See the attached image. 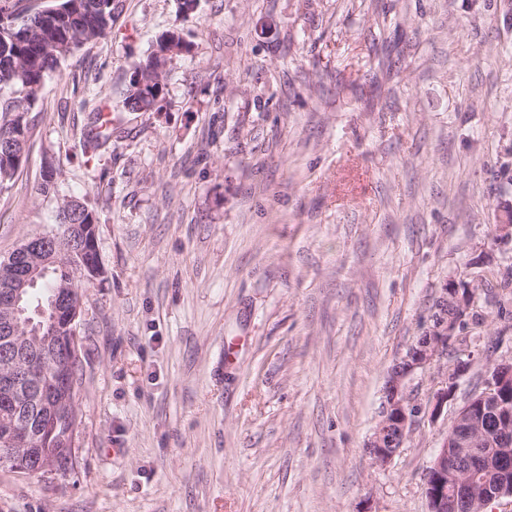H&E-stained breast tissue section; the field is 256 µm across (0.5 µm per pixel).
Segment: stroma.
<instances>
[{"label": "stroma", "instance_id": "obj_1", "mask_svg": "<svg viewBox=\"0 0 512 512\" xmlns=\"http://www.w3.org/2000/svg\"><path fill=\"white\" fill-rule=\"evenodd\" d=\"M169 31L190 49L161 111L129 110ZM28 119L0 255L78 199L103 280L83 293L78 464L0 467V512H429L459 408L512 358V286L410 377L424 412L393 459L366 443L445 285L512 282L493 232L512 212V0H118ZM466 368V364H461L452 373H448L446 388L436 394L435 402L430 412L431 416L435 417L440 414L443 406L453 399L458 386V378L465 372Z\"/></svg>", "mask_w": 512, "mask_h": 512}]
</instances>
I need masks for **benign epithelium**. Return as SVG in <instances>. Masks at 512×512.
Instances as JSON below:
<instances>
[{"label":"benign epithelium","instance_id":"1","mask_svg":"<svg viewBox=\"0 0 512 512\" xmlns=\"http://www.w3.org/2000/svg\"><path fill=\"white\" fill-rule=\"evenodd\" d=\"M73 256V249L65 246V236L60 232L35 236L25 242L21 251L13 257L10 288L0 297V320L5 325L16 327L19 317L25 313L21 308L22 291L35 285L47 268ZM75 289L63 287L51 298L47 308L39 306L36 315L45 320L46 326L59 323L72 325L79 318L82 304L74 301ZM474 289L466 294L451 283L442 289L440 300L453 296L460 314L449 318L445 315L432 318V323L418 337L420 349L409 353L404 364L398 368L389 383V398L385 401L379 423L367 443L375 463L384 465L392 460L404 445L413 424L422 412L406 391V381L418 370L424 369L439 359L448 344L456 339L457 331L464 316L474 303ZM461 364L450 374L446 388L436 394L430 415L441 413L443 406L453 399L458 378L465 372ZM29 372L47 375L43 386V397L53 401L56 396L57 377L44 364L33 363ZM512 384V363L504 361L493 366L484 379L480 391L474 393L459 409L455 427L448 432L438 455L426 474V495L430 512H473L475 506V479L481 474L484 459L474 448L476 429L487 412L498 420L495 437L498 447L508 451L512 447V401L502 394L501 389ZM29 430L12 426L4 430L0 442V459L12 464V470L28 477L46 474H60L62 469L47 460L38 448H24ZM486 504L505 497L512 498V480L482 487Z\"/></svg>","mask_w":512,"mask_h":512}]
</instances>
